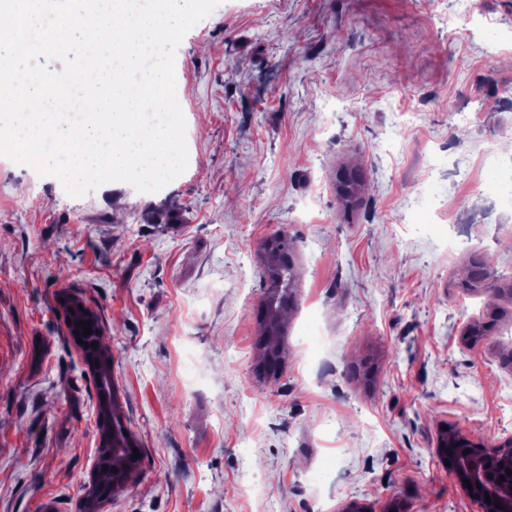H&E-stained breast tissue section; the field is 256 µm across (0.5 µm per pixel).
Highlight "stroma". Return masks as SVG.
<instances>
[{"label":"stroma","mask_w":512,"mask_h":512,"mask_svg":"<svg viewBox=\"0 0 512 512\" xmlns=\"http://www.w3.org/2000/svg\"><path fill=\"white\" fill-rule=\"evenodd\" d=\"M175 62L188 166L159 192L73 197L0 155V512H82L96 394L63 293L99 317L140 450L106 512H479L435 444L512 439V209L490 172L512 0H221ZM276 232L298 306L272 382ZM268 243L271 252L278 255L279 262L266 267L271 286L261 315L260 366L268 377L278 380L283 362V328L293 299L296 270L291 244L284 234L273 235ZM266 333L271 336L269 344L263 342Z\"/></svg>","instance_id":"35a3bbf8"}]
</instances>
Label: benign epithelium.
Segmentation results:
<instances>
[{
    "mask_svg": "<svg viewBox=\"0 0 512 512\" xmlns=\"http://www.w3.org/2000/svg\"><path fill=\"white\" fill-rule=\"evenodd\" d=\"M62 299L61 309H73L67 319L71 320L70 334L76 340L79 322L88 321L93 326L95 316L88 307L81 306L76 297L64 294ZM436 452L440 460L450 462L448 469L461 489L481 504L482 512H512V488L504 485L499 476L502 466L512 468L511 446L489 448L475 441L466 430L455 427L449 435L439 439ZM467 480L471 483L469 487L465 484ZM487 496L490 497L488 503L485 502ZM497 502L502 503V507H496Z\"/></svg>",
    "mask_w": 512,
    "mask_h": 512,
    "instance_id": "7a95c632",
    "label": "benign epithelium"
}]
</instances>
